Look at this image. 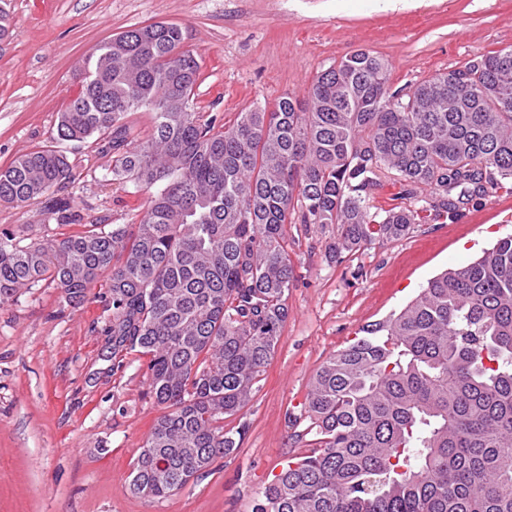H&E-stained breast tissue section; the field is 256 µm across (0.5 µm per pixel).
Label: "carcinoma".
<instances>
[{
  "label": "carcinoma",
  "mask_w": 512,
  "mask_h": 512,
  "mask_svg": "<svg viewBox=\"0 0 512 512\" xmlns=\"http://www.w3.org/2000/svg\"><path fill=\"white\" fill-rule=\"evenodd\" d=\"M175 23L126 30L85 62L53 141H93L112 174L148 193L135 224L91 223L20 244L0 232V305L50 281L78 299L101 277L112 355L149 357L162 413L130 474L165 499L235 451L297 282L288 225L330 230L329 260L409 234L418 211L512 181V48L409 89L358 50L290 93L220 124L200 111V62ZM146 112L143 136L127 122ZM69 157L42 145L0 169V202L38 200L78 224ZM408 203L373 210L382 180ZM429 190V196L421 192ZM315 447L288 462L253 512H512V236L429 279L400 311L329 356L304 404Z\"/></svg>",
  "instance_id": "cac0c4a2"
}]
</instances>
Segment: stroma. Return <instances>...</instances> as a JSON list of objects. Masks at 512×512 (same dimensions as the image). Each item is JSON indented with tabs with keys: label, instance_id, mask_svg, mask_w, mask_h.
<instances>
[{
	"label": "stroma",
	"instance_id": "1",
	"mask_svg": "<svg viewBox=\"0 0 512 512\" xmlns=\"http://www.w3.org/2000/svg\"><path fill=\"white\" fill-rule=\"evenodd\" d=\"M0 0V168L48 143L101 42L153 22L181 26L198 54L196 101L220 122L286 93L304 96L323 69L355 50L389 63L406 87L512 46V0ZM76 178L64 190L85 220L128 224L146 194L113 179L92 143L64 142ZM39 202H0V232L43 240L75 232ZM298 285L288 321L250 404L238 450L162 500L133 496L128 477L160 414L148 359L112 357V298L97 282L82 299L43 282L0 305V512H252L310 438L300 412L330 355L398 311L427 281L512 235V188L424 218L406 237L336 264L329 235L289 227Z\"/></svg>",
	"mask_w": 512,
	"mask_h": 512
}]
</instances>
